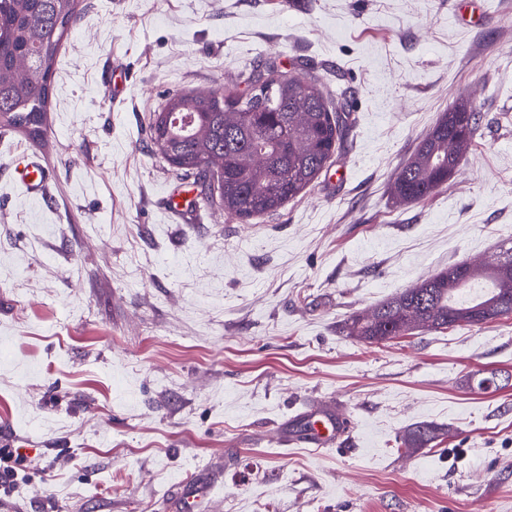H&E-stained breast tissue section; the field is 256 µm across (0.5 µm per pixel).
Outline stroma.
<instances>
[{
    "label": "stroma",
    "mask_w": 512,
    "mask_h": 512,
    "mask_svg": "<svg viewBox=\"0 0 512 512\" xmlns=\"http://www.w3.org/2000/svg\"><path fill=\"white\" fill-rule=\"evenodd\" d=\"M54 66L46 133L0 134V448L24 463L0 512H512V319L380 344L352 315L512 241V0H80ZM128 72L106 97L115 64ZM347 92L333 164L276 215L194 193L145 130L175 92L259 64ZM480 116L451 181L413 206L388 187L459 98ZM30 152L55 178L25 197ZM333 398L351 437L278 447ZM449 435L412 455L417 423Z\"/></svg>",
    "instance_id": "1"
}]
</instances>
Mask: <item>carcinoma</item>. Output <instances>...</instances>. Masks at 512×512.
Here are the masks:
<instances>
[{
    "mask_svg": "<svg viewBox=\"0 0 512 512\" xmlns=\"http://www.w3.org/2000/svg\"><path fill=\"white\" fill-rule=\"evenodd\" d=\"M78 0H0V131H22L35 144L58 49L78 21ZM29 58L19 78L15 63ZM246 81L260 90L170 94L150 118L147 138L155 153L180 175L197 177L201 209L219 205L242 221L278 213L311 188L336 155L348 131L346 91L331 108L313 77L285 76L266 83L257 70ZM479 118L459 98L443 113L396 173L390 195L399 205L429 198L453 178L473 146ZM512 245L488 261H460L403 289L366 314L351 317L346 335L382 343L416 332L484 325L512 318ZM442 435L431 423L412 427L405 451L426 448Z\"/></svg>",
    "mask_w": 512,
    "mask_h": 512,
    "instance_id": "carcinoma-1",
    "label": "carcinoma"
}]
</instances>
